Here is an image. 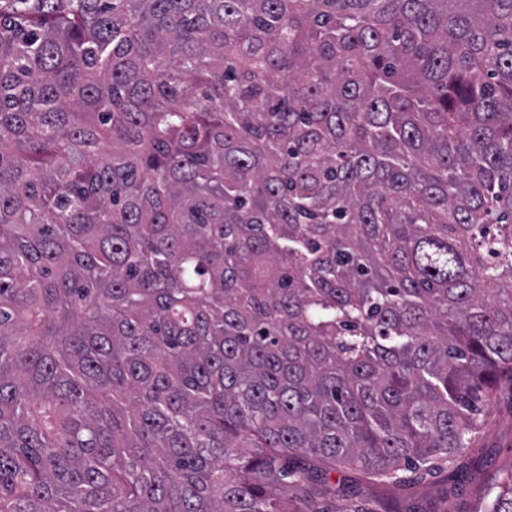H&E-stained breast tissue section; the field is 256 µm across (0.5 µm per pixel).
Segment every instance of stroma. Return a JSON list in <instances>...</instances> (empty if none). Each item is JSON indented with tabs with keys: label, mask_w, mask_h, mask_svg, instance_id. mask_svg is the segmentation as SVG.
<instances>
[{
	"label": "stroma",
	"mask_w": 512,
	"mask_h": 512,
	"mask_svg": "<svg viewBox=\"0 0 512 512\" xmlns=\"http://www.w3.org/2000/svg\"><path fill=\"white\" fill-rule=\"evenodd\" d=\"M484 430L467 453L430 473L403 471L395 485L364 480L352 469L329 473L328 512H478L480 486L512 461V402L502 399L483 414Z\"/></svg>",
	"instance_id": "35a3bbf8"
}]
</instances>
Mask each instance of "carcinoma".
I'll use <instances>...</instances> for the list:
<instances>
[{
	"label": "carcinoma",
	"instance_id": "1",
	"mask_svg": "<svg viewBox=\"0 0 512 512\" xmlns=\"http://www.w3.org/2000/svg\"><path fill=\"white\" fill-rule=\"evenodd\" d=\"M503 396L512 0H0V512H325Z\"/></svg>",
	"mask_w": 512,
	"mask_h": 512
}]
</instances>
